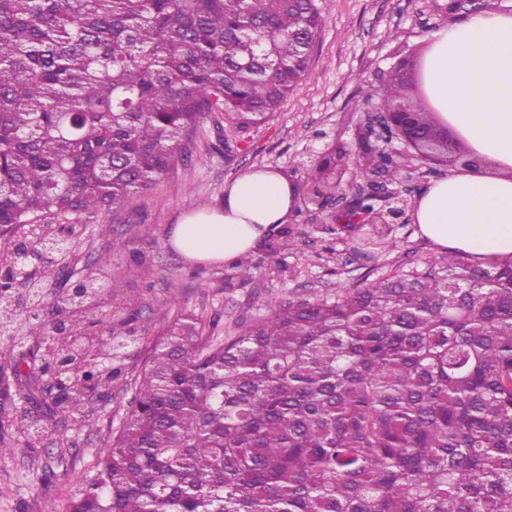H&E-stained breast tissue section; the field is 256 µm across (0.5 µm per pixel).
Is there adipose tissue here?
<instances>
[{
  "label": "adipose tissue",
  "mask_w": 512,
  "mask_h": 512,
  "mask_svg": "<svg viewBox=\"0 0 512 512\" xmlns=\"http://www.w3.org/2000/svg\"><path fill=\"white\" fill-rule=\"evenodd\" d=\"M427 104L478 158L416 197L410 220L437 252L512 255V15L456 18L430 36ZM298 189L280 171L253 166L224 186V202L184 213L171 243L187 259L234 264L287 224Z\"/></svg>",
  "instance_id": "1"
}]
</instances>
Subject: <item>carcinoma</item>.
I'll return each instance as SVG.
<instances>
[{"label":"carcinoma","mask_w":512,"mask_h":512,"mask_svg":"<svg viewBox=\"0 0 512 512\" xmlns=\"http://www.w3.org/2000/svg\"><path fill=\"white\" fill-rule=\"evenodd\" d=\"M322 25L314 0H0V235L120 208L208 114L269 119ZM134 389L70 512H512V257L275 300L222 342L184 311Z\"/></svg>","instance_id":"cac0c4a2"}]
</instances>
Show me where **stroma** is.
I'll return each mask as SVG.
<instances>
[{
    "label": "stroma",
    "mask_w": 512,
    "mask_h": 512,
    "mask_svg": "<svg viewBox=\"0 0 512 512\" xmlns=\"http://www.w3.org/2000/svg\"><path fill=\"white\" fill-rule=\"evenodd\" d=\"M324 19L312 52L311 75L267 122L239 130L210 116L188 144L190 162L160 179L151 190L131 195L118 211L73 214L77 248L68 268L111 279L114 296L90 310L83 324L97 332L106 325L124 330V354L114 359L109 385L86 402L82 413L53 415L23 402L0 410V441L10 447L0 456V512H69L98 456L109 448L129 408L133 380L165 321L181 311L195 314L205 335H236L263 317L270 300H305L369 278L372 267L386 269L435 257L431 244L414 224L400 227L375 261L355 258L365 247L362 234L343 238L311 231L314 217L293 225L296 245L280 252L271 269L242 281L227 266L200 264L182 257L170 234L182 214L224 201V185L246 168L268 165L289 172L312 134L340 131L351 141L366 114L359 104L362 85L393 74L397 65L413 68L423 61L429 37L444 15L430 0H315ZM240 144L233 160L225 143ZM178 293H171L170 283ZM134 302L128 310L126 302ZM41 418L46 430L32 436L20 431L22 414Z\"/></svg>",
    "instance_id": "obj_1"
}]
</instances>
